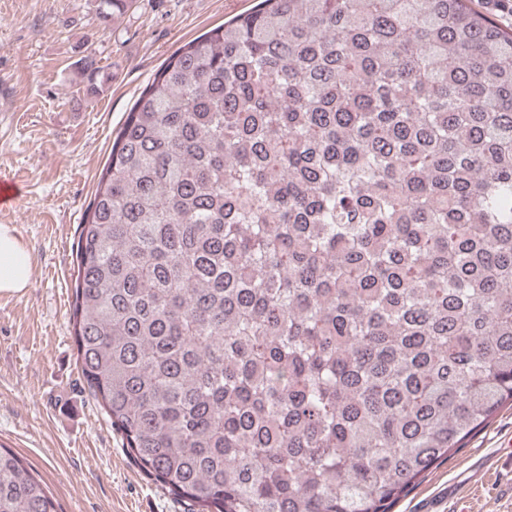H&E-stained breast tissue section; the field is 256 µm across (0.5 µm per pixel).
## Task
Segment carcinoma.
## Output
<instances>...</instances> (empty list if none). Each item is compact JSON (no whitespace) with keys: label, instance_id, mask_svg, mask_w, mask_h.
I'll use <instances>...</instances> for the list:
<instances>
[{"label":"carcinoma","instance_id":"carcinoma-1","mask_svg":"<svg viewBox=\"0 0 512 512\" xmlns=\"http://www.w3.org/2000/svg\"><path fill=\"white\" fill-rule=\"evenodd\" d=\"M76 260L82 377L187 512H390L512 407V32L256 0L141 93ZM0 512H57L2 447Z\"/></svg>","mask_w":512,"mask_h":512}]
</instances>
